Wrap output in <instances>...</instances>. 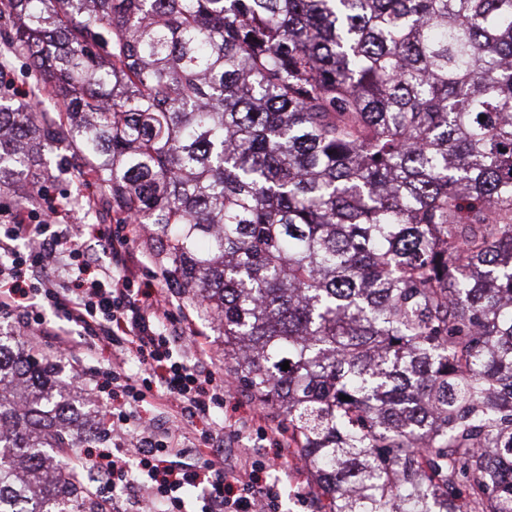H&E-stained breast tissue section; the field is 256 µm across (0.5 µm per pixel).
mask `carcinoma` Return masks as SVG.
<instances>
[{"instance_id":"1","label":"carcinoma","mask_w":512,"mask_h":512,"mask_svg":"<svg viewBox=\"0 0 512 512\" xmlns=\"http://www.w3.org/2000/svg\"><path fill=\"white\" fill-rule=\"evenodd\" d=\"M0 39L59 103L0 105V190L66 142L154 226L315 512H512V0H0ZM83 420L0 331V512H102Z\"/></svg>"}]
</instances>
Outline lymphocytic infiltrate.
Instances as JSON below:
<instances>
[{"instance_id": "f902f5d3", "label": "lymphocytic infiltrate", "mask_w": 512, "mask_h": 512, "mask_svg": "<svg viewBox=\"0 0 512 512\" xmlns=\"http://www.w3.org/2000/svg\"><path fill=\"white\" fill-rule=\"evenodd\" d=\"M43 196L33 192L22 208L0 202V319L52 340L57 352L105 355L112 407L103 422L112 445L83 454L81 469L111 484L112 512H282L283 431L253 410L256 438L270 454L239 469L216 463L214 442L239 434L215 418L235 385L214 371L215 352L194 339L172 300L136 286L135 225H114L102 241L112 273L91 279L88 250L73 226L53 223L58 209ZM132 356L135 373L126 368ZM159 408L168 420L156 416Z\"/></svg>"}]
</instances>
